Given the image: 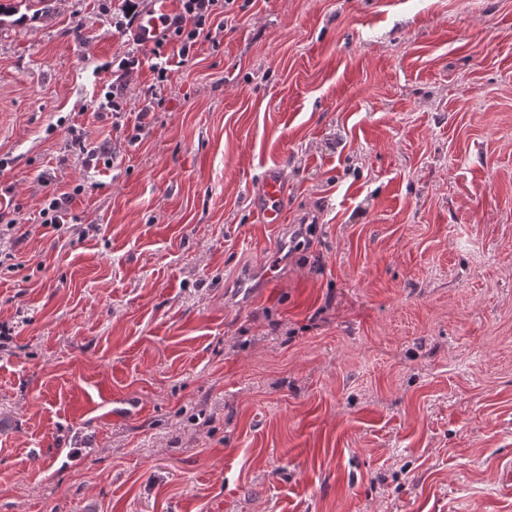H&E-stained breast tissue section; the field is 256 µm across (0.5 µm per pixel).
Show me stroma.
<instances>
[{
	"label": "stroma",
	"mask_w": 512,
	"mask_h": 512,
	"mask_svg": "<svg viewBox=\"0 0 512 512\" xmlns=\"http://www.w3.org/2000/svg\"><path fill=\"white\" fill-rule=\"evenodd\" d=\"M11 3L0 512H512V0H252L155 108V0ZM119 80L112 82V90L105 94V101L99 104V109L109 108L112 109V125L116 128L122 127V117L124 112L123 100L125 97V85L121 82L116 83ZM287 198L283 171L279 165L266 169L258 188L255 206L265 223L281 224ZM65 198H57L53 197L50 199L48 203V207L43 208L41 211V214L45 216H48L50 212L52 213L50 218H45L42 222V225L44 227H51L53 231H56L58 233H61L64 230V226L66 224L65 220V214L63 211H65L63 204ZM64 232V231H63Z\"/></svg>",
	"instance_id": "35a3bbf8"
}]
</instances>
